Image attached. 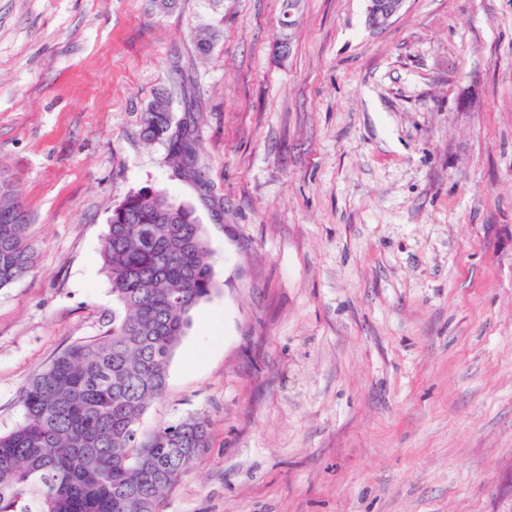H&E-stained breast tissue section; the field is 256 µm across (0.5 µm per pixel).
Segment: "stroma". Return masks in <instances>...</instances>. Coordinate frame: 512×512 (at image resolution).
<instances>
[{"label": "stroma", "mask_w": 512, "mask_h": 512, "mask_svg": "<svg viewBox=\"0 0 512 512\" xmlns=\"http://www.w3.org/2000/svg\"><path fill=\"white\" fill-rule=\"evenodd\" d=\"M365 7L302 0L286 32L282 0H0V174L36 256L0 288V433L106 330L112 210L160 190L215 283L141 419L210 424L163 512H512V0ZM160 93L201 180L140 134ZM366 23L373 30H379L403 9L406 0H366Z\"/></svg>", "instance_id": "1"}]
</instances>
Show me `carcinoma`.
I'll return each mask as SVG.
<instances>
[{
    "instance_id": "carcinoma-1",
    "label": "carcinoma",
    "mask_w": 512,
    "mask_h": 512,
    "mask_svg": "<svg viewBox=\"0 0 512 512\" xmlns=\"http://www.w3.org/2000/svg\"><path fill=\"white\" fill-rule=\"evenodd\" d=\"M217 31L194 34L209 53ZM142 135L170 143L174 171L199 178L196 147L172 130L164 94ZM29 218L0 176V288L33 271ZM101 258L112 285V326L75 342L22 388L24 420L0 434V512H161L168 493L209 447L201 417L140 427L164 393L191 311L213 270L194 210L161 191L126 195L112 210Z\"/></svg>"
}]
</instances>
